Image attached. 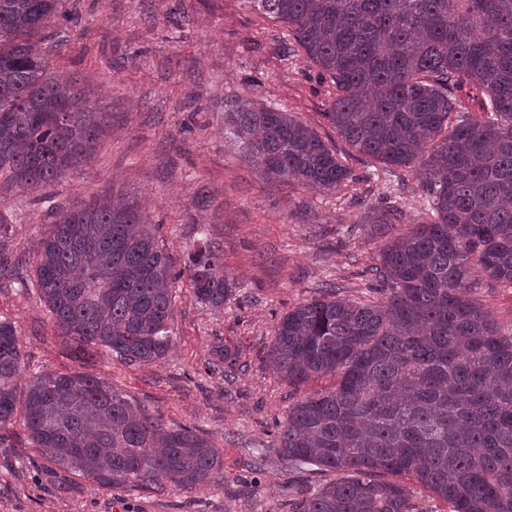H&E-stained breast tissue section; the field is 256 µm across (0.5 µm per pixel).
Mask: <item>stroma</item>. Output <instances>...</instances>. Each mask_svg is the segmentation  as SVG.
Here are the masks:
<instances>
[{
  "label": "stroma",
  "instance_id": "obj_1",
  "mask_svg": "<svg viewBox=\"0 0 512 512\" xmlns=\"http://www.w3.org/2000/svg\"><path fill=\"white\" fill-rule=\"evenodd\" d=\"M81 27L51 23L43 49L60 76L81 74L101 89L110 127L96 154L38 194L0 192V215L11 226L7 262L32 276L34 246L54 214L111 192L135 200L157 223L158 244L183 268L198 239L218 246L235 282L223 309L197 301L186 280L176 284L172 346L157 362L130 367L98 350L71 354L36 289L0 278V319L14 324L24 354L23 379L44 370L89 372L161 417L205 435L224 457V477L195 490L170 486L134 492L92 480L50 474L20 422L0 446V512H291L299 490L323 474L288 471L274 445L288 411L289 387L268 361L280 315L336 284L360 297L363 274L381 237L360 218L406 180L411 219L422 198L413 170L373 177L346 157L355 183L315 192L261 179L224 132V108L250 95L310 123L328 143L336 133L321 117L332 86L304 55L280 51L288 31L247 0H70ZM237 363L214 369L215 346Z\"/></svg>",
  "mask_w": 512,
  "mask_h": 512
}]
</instances>
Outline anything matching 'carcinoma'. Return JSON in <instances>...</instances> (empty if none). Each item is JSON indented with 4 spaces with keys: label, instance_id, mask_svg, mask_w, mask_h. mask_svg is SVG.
Returning a JSON list of instances; mask_svg holds the SVG:
<instances>
[{
    "label": "carcinoma",
    "instance_id": "obj_1",
    "mask_svg": "<svg viewBox=\"0 0 512 512\" xmlns=\"http://www.w3.org/2000/svg\"><path fill=\"white\" fill-rule=\"evenodd\" d=\"M69 0H0V178L32 194L89 160L107 128L89 84L50 73L34 37L78 25ZM288 28L328 80L322 118L368 165L419 167L432 219L400 205L361 223L385 237L364 276L383 294L335 287L286 312L269 357L291 388L277 452L291 470L338 474L292 512H512V323L481 288H512V0H247ZM466 85L486 101L474 113ZM224 131L269 179L336 190L353 180L336 148L289 112L242 98ZM187 277L221 309L235 282L208 240L172 270L138 204L105 193L54 215L31 286L76 356L104 347L129 366L171 346L172 287ZM24 354L0 320V429L17 418L55 470L102 487L192 489L223 477L219 450L170 427L102 376L45 371L16 392ZM333 383L311 393L309 382Z\"/></svg>",
    "mask_w": 512,
    "mask_h": 512
}]
</instances>
